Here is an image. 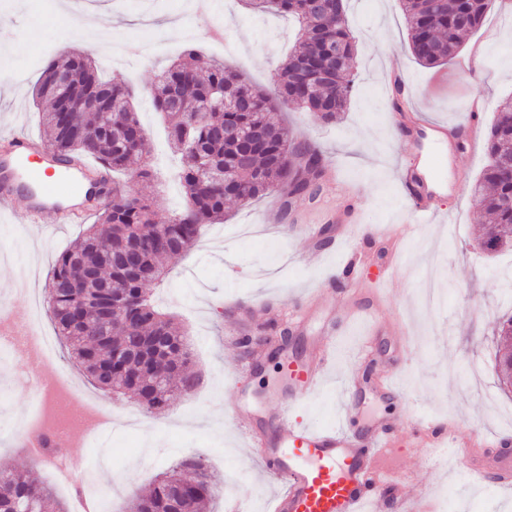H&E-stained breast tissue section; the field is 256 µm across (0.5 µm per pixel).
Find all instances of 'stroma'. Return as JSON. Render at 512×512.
I'll use <instances>...</instances> for the list:
<instances>
[{
	"label": "stroma",
	"instance_id": "obj_1",
	"mask_svg": "<svg viewBox=\"0 0 512 512\" xmlns=\"http://www.w3.org/2000/svg\"><path fill=\"white\" fill-rule=\"evenodd\" d=\"M54 3L0 0V39L13 47L0 56V70L7 74L0 79V134L24 131L47 138L32 95L42 73L33 59L73 47L101 57L105 46L83 26L84 17L98 14L122 40L120 59L103 75L136 92L153 144L154 206L164 214L183 210L186 200L175 180L178 160L150 98L158 69L192 46L265 86L298 32L295 21L256 15L239 0H214L212 11L203 14L194 0H71L65 18L56 17ZM347 14L356 37V87L347 111L330 124L298 109L280 112L296 137L320 146L335 179L323 182L316 201L296 198L285 213L276 194L246 205L228 203L224 222L203 228L167 280L149 285V294L189 340L197 384L191 392L175 393L169 408L154 417L135 399L90 388L91 396L140 421L137 432L119 431L104 442L85 433L70 437V452L92 462L91 496L115 489L146 493L172 462L201 456L220 487L212 512H226L232 499L240 501L242 512H270L277 488L260 480L259 460L245 453L243 431L249 425L269 428L264 411L283 383L277 348L284 344L292 359L326 350L339 379L369 370L395 380L398 395H383L366 382L350 398L356 429L380 421L394 428L398 440L388 465L402 482L372 512H401L402 501L420 485L446 494L447 512H512V497L461 477L473 463L495 462L502 453L497 437L512 434V421L490 404L495 396L512 405L494 371L500 349L494 327L512 311L501 291L502 270L512 265V256L479 252L481 211L470 196L487 163L486 135L496 105L512 95V9L493 0L481 27L465 37L454 58L433 68L418 65L410 53L400 0H348ZM387 68L413 85V106L433 121L458 126L467 121L468 102L485 106L472 149L447 151L437 195L445 223L406 220L399 163L409 156L426 158L434 149L430 140L404 137L391 123L392 93L382 77ZM353 195L363 208L358 221L348 222L346 242L316 251L308 231L343 212ZM81 231L50 214L41 226L28 224L21 197L1 210L0 308L21 318L30 314L45 295L58 255ZM352 258L368 261L360 280L349 289L332 288L331 279ZM312 288L321 291L320 303L313 305L306 299ZM355 308L378 311L377 322L344 321V313ZM328 329L334 343L326 347L321 336ZM245 336L262 339L260 364L241 346ZM28 376L21 349L0 351V471L30 470L54 485L57 498L67 499L70 485L49 464L31 466L18 444L22 417L41 404ZM244 404L255 411L248 423L238 415ZM444 421L455 422L457 439L476 448L470 455L447 450L433 469L414 449V429Z\"/></svg>",
	"mask_w": 512,
	"mask_h": 512
}]
</instances>
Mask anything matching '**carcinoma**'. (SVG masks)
Listing matches in <instances>:
<instances>
[{
  "instance_id": "cac0c4a2",
  "label": "carcinoma",
  "mask_w": 512,
  "mask_h": 512,
  "mask_svg": "<svg viewBox=\"0 0 512 512\" xmlns=\"http://www.w3.org/2000/svg\"><path fill=\"white\" fill-rule=\"evenodd\" d=\"M261 13L292 16L299 25L297 46L277 67L272 88L259 89L240 73L200 54L184 50L186 62H174L158 74L151 92L154 110L164 120L168 143L179 155L178 178L188 207L178 216L159 214L154 204L125 184L112 183V199L96 207L94 222L76 245L62 252L47 283L49 311L58 335L73 360L101 389L132 392L149 415H159L170 404L177 387L161 372L143 377L140 362L112 368L116 353L126 349L132 336H166L165 365L189 379V344L171 317L152 303L146 286L162 282L167 272L158 260L180 258L198 239L202 228L224 220V205L231 198L242 204L282 193V209L295 196H315L325 161L320 148L294 137L276 116L293 106L331 122L346 111L355 86L352 62L355 36L347 15L334 4L316 13L311 0H246ZM409 48L423 67L447 62L456 55L466 34L478 29L493 0H401ZM327 36L343 46L344 63L327 80L314 76ZM72 70L76 78L65 94L56 91L55 74ZM37 99L45 107L41 120L50 130V146L65 159L92 156L101 167L123 173L128 180L150 182L145 167L134 173L133 157H149L151 141L134 105L127 84L104 80L92 55L71 52L52 61L43 71ZM141 132V140L127 145L114 127V114ZM496 119L487 136L489 161L471 189L483 213L484 233L504 226L512 229V179L501 165L512 163V97L496 107ZM258 127L262 137L242 164L245 146L235 139L214 135L217 128ZM143 238L138 273L130 275L125 255L134 237ZM192 484L177 502L171 487L187 474ZM208 467L199 457L176 461L157 477L144 495L131 497L122 512H203L216 495ZM54 498L52 488L31 480L24 470L0 471V512H46Z\"/></svg>"
}]
</instances>
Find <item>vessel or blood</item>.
Returning a JSON list of instances; mask_svg holds the SVG:
<instances>
[{
	"mask_svg": "<svg viewBox=\"0 0 512 512\" xmlns=\"http://www.w3.org/2000/svg\"><path fill=\"white\" fill-rule=\"evenodd\" d=\"M393 118L409 138L424 130L439 139L452 133L447 124L427 121L408 104ZM100 177L97 165L83 159L63 161L46 143L16 133L0 149V207L22 195L30 216L51 211L64 224L84 214L88 193ZM398 181L414 222L432 223L438 215L434 192L422 180L418 164L405 159ZM328 371L322 357L312 365L297 360L282 364L288 396L272 416L274 432L260 456L263 479L280 487L272 512H366L380 488L395 478L384 466L393 450L384 430L372 428L358 437L342 425L296 423L293 410L324 389Z\"/></svg>",
	"mask_w": 512,
	"mask_h": 512,
	"instance_id": "b4317fda",
	"label": "vessel or blood"
}]
</instances>
